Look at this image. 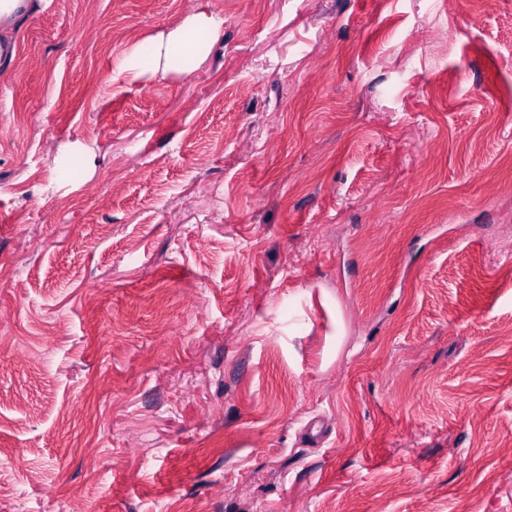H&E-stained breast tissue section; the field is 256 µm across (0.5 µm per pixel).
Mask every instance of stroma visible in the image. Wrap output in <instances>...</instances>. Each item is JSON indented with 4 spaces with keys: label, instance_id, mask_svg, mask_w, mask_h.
<instances>
[{
    "label": "stroma",
    "instance_id": "obj_1",
    "mask_svg": "<svg viewBox=\"0 0 512 512\" xmlns=\"http://www.w3.org/2000/svg\"><path fill=\"white\" fill-rule=\"evenodd\" d=\"M201 12L192 74L118 71ZM0 512H512V0L30 17Z\"/></svg>",
    "mask_w": 512,
    "mask_h": 512
}]
</instances>
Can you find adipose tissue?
<instances>
[{
    "label": "adipose tissue",
    "instance_id": "obj_1",
    "mask_svg": "<svg viewBox=\"0 0 512 512\" xmlns=\"http://www.w3.org/2000/svg\"><path fill=\"white\" fill-rule=\"evenodd\" d=\"M223 28V16L197 14L167 36L148 40L134 48L121 60L119 68L139 76L162 62L180 74H192L210 55Z\"/></svg>",
    "mask_w": 512,
    "mask_h": 512
}]
</instances>
